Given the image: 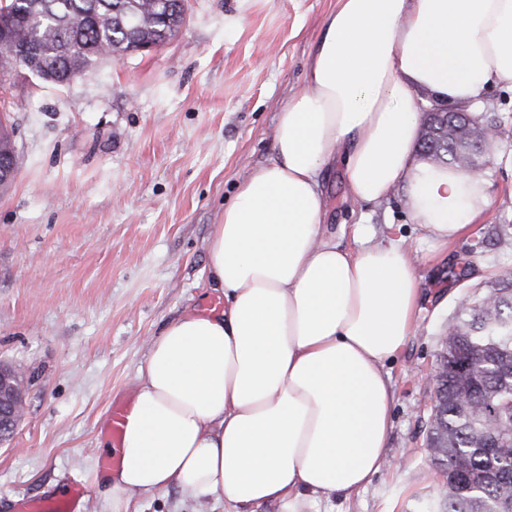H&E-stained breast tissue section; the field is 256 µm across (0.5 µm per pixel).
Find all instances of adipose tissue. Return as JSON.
Instances as JSON below:
<instances>
[{
    "mask_svg": "<svg viewBox=\"0 0 512 512\" xmlns=\"http://www.w3.org/2000/svg\"><path fill=\"white\" fill-rule=\"evenodd\" d=\"M512 88V0H336L270 159L212 225L222 311L185 312L150 343L104 474L110 512L178 489L234 512H310L388 464L396 390L384 367L413 336L421 278L402 241L328 222L323 172L352 202L401 188L440 251L491 207L481 176L419 152L423 99L475 109Z\"/></svg>",
    "mask_w": 512,
    "mask_h": 512,
    "instance_id": "ef3b65f1",
    "label": "adipose tissue"
}]
</instances>
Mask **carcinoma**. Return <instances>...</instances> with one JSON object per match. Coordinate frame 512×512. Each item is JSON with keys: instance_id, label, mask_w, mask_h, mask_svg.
<instances>
[{"instance_id": "obj_1", "label": "carcinoma", "mask_w": 512, "mask_h": 512, "mask_svg": "<svg viewBox=\"0 0 512 512\" xmlns=\"http://www.w3.org/2000/svg\"><path fill=\"white\" fill-rule=\"evenodd\" d=\"M12 20L10 37L23 58L43 66L45 85L70 83L141 43L164 46L183 28V15L154 0H0ZM421 151L435 164L457 167L486 157L466 112L424 117ZM18 153L10 114L0 113V157ZM453 337L436 355L427 431L432 462L445 492L423 512H512V274L465 296L448 322Z\"/></svg>"}]
</instances>
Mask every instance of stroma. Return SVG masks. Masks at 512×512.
I'll use <instances>...</instances> for the list:
<instances>
[{"label": "stroma", "mask_w": 512, "mask_h": 512, "mask_svg": "<svg viewBox=\"0 0 512 512\" xmlns=\"http://www.w3.org/2000/svg\"><path fill=\"white\" fill-rule=\"evenodd\" d=\"M336 0H187L186 23L147 54L107 60L65 86L12 80L20 168L0 191V363L27 382L26 411L0 444V512L22 497L86 493L77 512H105L99 459L113 403L131 404L151 341L186 309L224 302L206 285L212 224L235 186L272 154L279 112L304 88ZM505 129L481 175L491 209L422 265L418 327L385 366L396 389L387 456L333 512H420L442 481L427 448L441 336L457 299L512 271V89L482 96ZM333 224H364L426 256L401 191L352 204L339 173L325 183ZM140 512H224L172 489Z\"/></svg>", "instance_id": "35a3bbf8"}]
</instances>
